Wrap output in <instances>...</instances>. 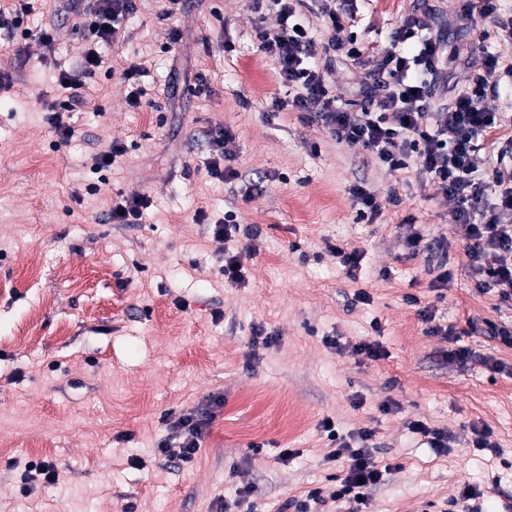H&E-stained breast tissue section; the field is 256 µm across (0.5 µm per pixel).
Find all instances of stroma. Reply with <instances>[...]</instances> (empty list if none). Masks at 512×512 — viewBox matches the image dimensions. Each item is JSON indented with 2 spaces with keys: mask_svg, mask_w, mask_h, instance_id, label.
Wrapping results in <instances>:
<instances>
[{
  "mask_svg": "<svg viewBox=\"0 0 512 512\" xmlns=\"http://www.w3.org/2000/svg\"><path fill=\"white\" fill-rule=\"evenodd\" d=\"M65 4L32 0L29 39L0 30V512H220L244 486L253 493L236 512H281L312 486L336 488L327 417L346 434L374 429L378 458L395 466L365 512H446L466 483L498 512L512 498V375L449 363L448 341L426 335L406 301L436 302L437 319L461 327L512 321V308L475 289L450 202L414 168L384 173L310 116L273 111L285 90L259 49L255 0H183L170 16L164 0H135L123 42L83 79L73 138L57 143L45 105L63 96L58 76L87 46ZM347 5L367 48L385 47L425 6L449 49L482 41L512 60V45L459 27L460 0ZM44 28L53 50L38 40ZM129 62L142 70L134 85L121 77ZM218 127L236 136L239 177L226 184L207 173ZM115 141L125 154L93 174L95 154ZM358 182L396 192L397 205L359 222ZM250 184L259 193L247 201ZM134 194L152 199L141 223H111L113 202ZM230 210L259 236L216 240ZM411 223L423 234L415 255ZM443 237L444 255L433 248ZM332 243L362 254L358 279ZM245 246L248 285L225 283V250ZM443 261L453 279L439 301L430 282ZM361 290L369 302L356 301ZM257 325L270 345L251 347ZM363 340L384 357L344 355ZM207 409L215 419L193 465L156 454L172 420ZM413 420L448 430L452 451L436 455ZM475 424L492 428L499 454L472 448ZM283 448L296 457L281 461ZM36 459L54 464L58 483L24 481Z\"/></svg>",
  "mask_w": 512,
  "mask_h": 512,
  "instance_id": "obj_1",
  "label": "stroma"
}]
</instances>
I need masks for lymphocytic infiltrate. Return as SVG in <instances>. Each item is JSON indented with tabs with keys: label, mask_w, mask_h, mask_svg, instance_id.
<instances>
[{
	"label": "lymphocytic infiltrate",
	"mask_w": 512,
	"mask_h": 512,
	"mask_svg": "<svg viewBox=\"0 0 512 512\" xmlns=\"http://www.w3.org/2000/svg\"><path fill=\"white\" fill-rule=\"evenodd\" d=\"M277 9V26L259 28V49L277 65L280 83L293 89L292 97L275 100V110L310 112L329 130L337 143L361 145L384 172L393 173L415 166L419 175L432 183L438 194L453 204L452 232L466 243L465 266L479 293L497 297L512 307V135L501 132L496 113L486 107L490 90L501 77L512 79V63L502 64L498 55L471 49L466 62L469 83L453 89L445 103L436 95L448 70V51L440 37L430 32L426 14L408 15L391 34L388 46L377 52L367 72L369 108L354 111L340 107L332 89L333 65H318V43L305 26L295 0H271ZM135 9L133 0H74L71 12L79 18L89 46L79 63L78 74L60 73L65 98L47 105L46 121L60 141L74 135L71 114L84 103L81 76L94 74L103 63L100 46L117 45L125 22ZM320 13L328 35L329 50L347 60L363 63L367 49L357 40L341 39L353 13L337 7L336 0H321ZM208 174L220 182L233 180L236 137L231 129L216 128L212 138ZM425 326V333L448 340V360L465 364L472 359L493 370H504L503 362L480 355L463 345L465 334L476 333V323L461 330L436 320L434 305H420L408 296ZM212 418L193 412L180 415L172 433L157 443L158 455L191 463L198 453ZM320 429L330 443L328 458L343 464V475L329 500L360 512L370 491L382 484L391 465L381 463L371 441L374 430L363 428L344 436L333 419ZM321 488L304 497L290 498V512H311V504H324Z\"/></svg>",
	"instance_id": "lymphocytic-infiltrate-1"
}]
</instances>
